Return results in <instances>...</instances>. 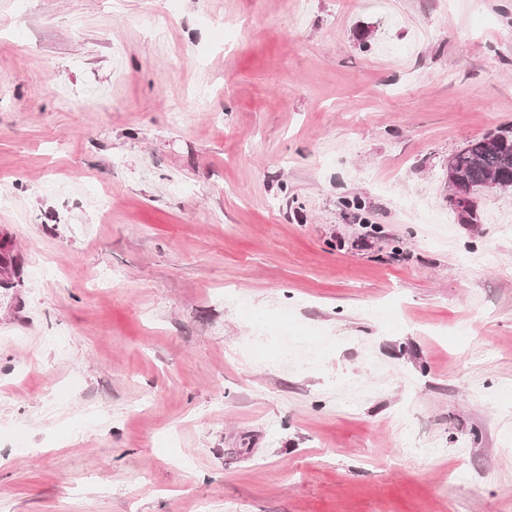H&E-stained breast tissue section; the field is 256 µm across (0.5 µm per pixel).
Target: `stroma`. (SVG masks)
<instances>
[{
    "label": "stroma",
    "mask_w": 512,
    "mask_h": 512,
    "mask_svg": "<svg viewBox=\"0 0 512 512\" xmlns=\"http://www.w3.org/2000/svg\"><path fill=\"white\" fill-rule=\"evenodd\" d=\"M498 130L512 0H0V512H512ZM452 169L460 188L469 193L481 188L490 176H496L512 187V135L510 132H491L481 138L468 140L451 159ZM448 163V199L464 198L456 185ZM503 189L496 181H487L482 191Z\"/></svg>",
    "instance_id": "stroma-1"
}]
</instances>
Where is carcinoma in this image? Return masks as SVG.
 Wrapping results in <instances>:
<instances>
[{"label": "carcinoma", "mask_w": 512, "mask_h": 512, "mask_svg": "<svg viewBox=\"0 0 512 512\" xmlns=\"http://www.w3.org/2000/svg\"><path fill=\"white\" fill-rule=\"evenodd\" d=\"M456 181L469 193L491 176L512 184V134L491 132L467 141L451 159Z\"/></svg>", "instance_id": "1"}]
</instances>
